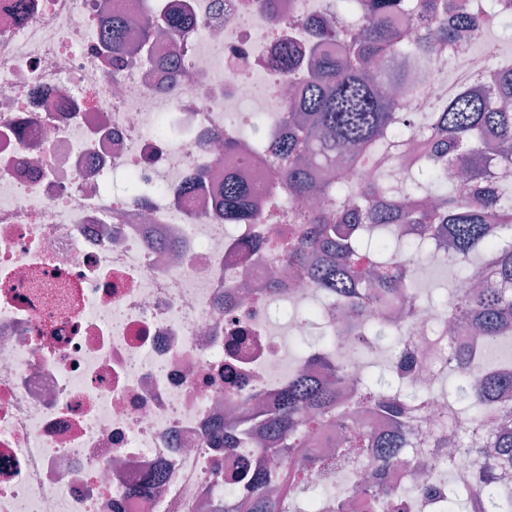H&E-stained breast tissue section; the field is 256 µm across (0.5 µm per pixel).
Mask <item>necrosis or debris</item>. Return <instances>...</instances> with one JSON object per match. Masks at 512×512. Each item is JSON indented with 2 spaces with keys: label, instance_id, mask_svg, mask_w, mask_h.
<instances>
[{
  "label": "necrosis or debris",
  "instance_id": "4bbe7bcc",
  "mask_svg": "<svg viewBox=\"0 0 512 512\" xmlns=\"http://www.w3.org/2000/svg\"><path fill=\"white\" fill-rule=\"evenodd\" d=\"M190 4L178 35L145 31ZM130 17L122 50L104 20ZM336 19V0H0V512H239L224 482L266 446L261 428L224 451V423L274 409L300 368L319 374L326 351L297 340L323 330L361 337L382 317L320 303L304 278L278 293L293 206L269 190L266 156L238 164L224 149L252 114L287 137L280 117L292 79L287 42L307 46ZM429 50L396 85L399 111L419 116L437 95L481 91L494 28ZM254 187L255 224L212 215L225 171ZM204 174L205 188L183 185ZM151 186L150 196L107 189L109 177ZM260 238L259 256L242 242ZM447 309L418 307L393 351V375L436 390L468 346L512 370V336L488 346L448 337ZM447 449L408 441L390 485L400 512H441L452 482L476 467L426 477L411 497L414 464ZM356 464L323 459L306 494L331 512H358ZM161 481L146 494L132 486Z\"/></svg>",
  "mask_w": 512,
  "mask_h": 512
}]
</instances>
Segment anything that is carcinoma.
Segmentation results:
<instances>
[{"label":"carcinoma","instance_id":"1","mask_svg":"<svg viewBox=\"0 0 512 512\" xmlns=\"http://www.w3.org/2000/svg\"><path fill=\"white\" fill-rule=\"evenodd\" d=\"M345 13L363 12L366 26L361 33L338 38L330 29L327 40L333 50L314 44L304 50L288 49L283 65L288 71L306 68L299 78L300 92L288 107V139L272 138L270 152L288 157L279 174L278 189L301 204L296 214L300 224L313 226L311 236L289 244L286 263L303 267L309 284L336 296L359 314L364 304L398 297L410 314L419 301L413 285L412 264L402 258L405 249L422 253L426 241L407 236L412 226H436L446 235L452 257L448 272L453 278L448 310L456 327L469 328L488 345L512 334L508 323L512 310V194L496 183L512 172V109L497 102H512V69H492L483 80L484 93L460 92L438 100L420 123L430 139L447 145L448 155L427 152L415 170L414 184L426 188L411 191L413 201L404 204L394 195L390 172L368 170L379 150L390 141H406L413 129L396 118V100L387 87L404 78L400 63L424 53L427 44L444 45L455 35L476 28L474 8L460 0H341ZM409 10L424 23L412 42L403 39L394 24L396 14ZM343 13V14H345ZM343 14L336 13L341 18ZM343 145L357 147L352 154L357 178L321 186L325 205L303 206L315 188L314 160L331 155ZM253 187L232 176L224 178V195L216 216L226 224H254L251 207ZM482 197L479 209L471 208L467 196ZM502 222L492 224L491 215ZM342 353L325 359L328 378L321 381L299 371L292 383L278 393V408L260 415L245 414L230 422L242 432L254 419L268 431L269 452L288 468V483L300 486L316 472L318 462L302 455L308 438L328 426L341 432L336 460L349 462L379 454L380 465L354 477L364 495L362 512H398L395 500L378 503L371 491L384 470L400 460L404 425L411 407L427 409L433 396L421 389L405 391L403 384L383 383L368 369L358 372L351 389L336 390L349 362L360 357L364 343H343ZM456 388L451 396L467 403L458 408L459 424L468 438L456 443L453 434L438 444L453 442L462 453L481 461L467 484L468 497L448 490L447 512H459L477 500V512H512V490L501 487L497 473L512 468V371H488L475 358H468L454 373ZM364 409H376L392 417L397 428L383 438L372 435L351 419ZM277 474L261 455L249 471L226 481L225 496H244L250 512H283L282 502L267 489Z\"/></svg>","mask_w":512,"mask_h":512}]
</instances>
